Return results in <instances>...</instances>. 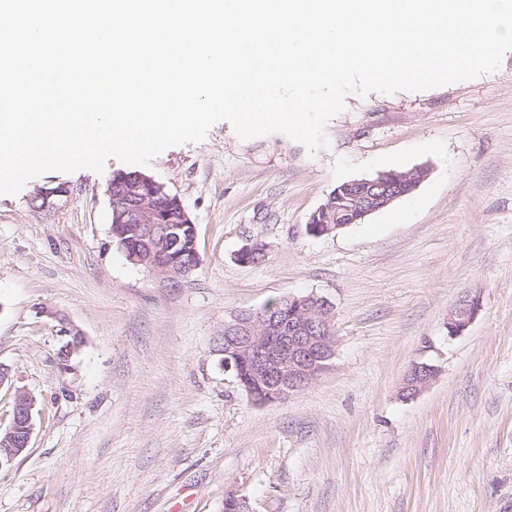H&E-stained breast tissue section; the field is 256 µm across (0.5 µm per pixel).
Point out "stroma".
<instances>
[{
    "mask_svg": "<svg viewBox=\"0 0 512 512\" xmlns=\"http://www.w3.org/2000/svg\"><path fill=\"white\" fill-rule=\"evenodd\" d=\"M325 137L312 152L222 120L143 166L196 226L176 287L112 240L106 189L126 163L0 194V432L16 389L35 400L0 512H224L231 494L250 512H512V51L474 79L348 95ZM419 168L388 209L310 233L338 184ZM60 184L55 207L33 206ZM256 241L264 262H237ZM467 292L482 308L449 335ZM309 293L333 305L332 365L254 404L213 352L224 321ZM63 319L84 338L68 372ZM415 362L437 375L405 399Z\"/></svg>",
    "mask_w": 512,
    "mask_h": 512,
    "instance_id": "35a3bbf8",
    "label": "stroma"
}]
</instances>
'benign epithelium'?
<instances>
[{
  "instance_id": "benign-epithelium-1",
  "label": "benign epithelium",
  "mask_w": 512,
  "mask_h": 512,
  "mask_svg": "<svg viewBox=\"0 0 512 512\" xmlns=\"http://www.w3.org/2000/svg\"><path fill=\"white\" fill-rule=\"evenodd\" d=\"M424 172L410 174L391 171L380 174L375 179L353 180L345 184L349 196L342 199L344 205L328 203L320 206L310 217L309 230L316 235H326L325 224H357L366 216L380 211L404 194L414 190L423 179ZM124 182L117 181L107 187L113 202H123L124 195L136 197V203L122 210L121 222L143 224L145 235H153L152 225L160 223L161 215L168 210L179 208L180 223L190 224L181 200L173 199L158 188V183L148 175L138 174L137 183L123 188ZM68 190L63 185L40 188L34 199L41 201L40 208L55 205V200L66 196ZM295 302L319 312L322 323L317 325L306 317H289L288 320L267 322L264 333L254 335L255 323L243 313H236L224 321V370L230 371L239 356L247 357L254 379L265 383L281 399L311 384L327 368L335 354L334 337L325 333L333 318V306L324 297L312 294L297 298ZM481 310L480 296L468 293L461 297L448 312V333L461 335L474 321ZM436 376V369L426 363H415L407 373L413 379L412 395H417ZM16 418L19 424L33 430L32 396L23 389L16 391ZM5 440L10 446L0 450V464L9 462L26 450L23 440L13 436L8 430Z\"/></svg>"
}]
</instances>
